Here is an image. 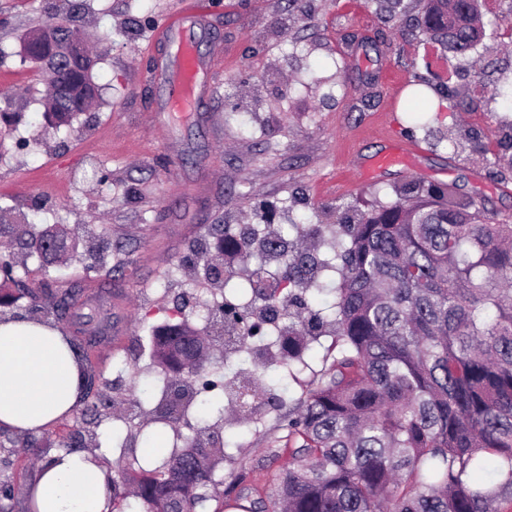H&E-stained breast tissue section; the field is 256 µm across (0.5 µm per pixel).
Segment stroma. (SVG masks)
Instances as JSON below:
<instances>
[{
  "mask_svg": "<svg viewBox=\"0 0 512 512\" xmlns=\"http://www.w3.org/2000/svg\"><path fill=\"white\" fill-rule=\"evenodd\" d=\"M182 0H85L83 36L98 61L101 102L73 129L40 132L48 85L22 61L26 31L63 21L67 0H0V206L65 224L81 239L67 264L47 267L50 288L85 289L99 311L93 363L103 380L150 373L147 337L180 299L200 301L205 260L184 265L210 224L291 221L332 224L347 205L394 196L413 178L451 183L512 216V178L490 176L469 141L474 131L500 151L499 123L512 103V0L484 4L477 48L483 79L466 61L408 25L381 23L366 0H209L196 29L201 55L217 57L215 91L197 112L155 111L162 96L147 79L152 30ZM431 83L432 100L460 89L463 110L413 128L411 84ZM411 169L378 167L404 141ZM107 229L112 254L91 252L86 228ZM100 268L90 279L85 267ZM278 409L245 426L225 422L228 456L216 495L245 473L263 497L288 464Z\"/></svg>",
  "mask_w": 512,
  "mask_h": 512,
  "instance_id": "1",
  "label": "stroma"
}]
</instances>
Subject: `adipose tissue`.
Instances as JSON below:
<instances>
[{"instance_id": "1", "label": "adipose tissue", "mask_w": 512, "mask_h": 512, "mask_svg": "<svg viewBox=\"0 0 512 512\" xmlns=\"http://www.w3.org/2000/svg\"><path fill=\"white\" fill-rule=\"evenodd\" d=\"M77 386L78 368L59 330L0 322V424L49 427L75 404ZM36 488L40 512H109L105 476L81 453L55 455Z\"/></svg>"}]
</instances>
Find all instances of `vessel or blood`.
Segmentation results:
<instances>
[{
    "label": "vessel or blood",
    "instance_id": "vessel-or-blood-1",
    "mask_svg": "<svg viewBox=\"0 0 512 512\" xmlns=\"http://www.w3.org/2000/svg\"><path fill=\"white\" fill-rule=\"evenodd\" d=\"M208 10L206 0H192L189 7L178 8L151 40L152 47L168 46L172 71L155 67L152 78L165 79L168 93L159 109L163 112L196 111L202 96L212 92L214 61L204 59L196 50L192 28L203 20Z\"/></svg>",
    "mask_w": 512,
    "mask_h": 512
}]
</instances>
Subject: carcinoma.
Listing matches in <instances>:
<instances>
[{"label":"carcinoma","mask_w":512,"mask_h":512,"mask_svg":"<svg viewBox=\"0 0 512 512\" xmlns=\"http://www.w3.org/2000/svg\"><path fill=\"white\" fill-rule=\"evenodd\" d=\"M415 27L466 57L482 34L480 0H417ZM392 20L403 0H369ZM53 44L31 42L56 57L50 70L54 101L45 129L59 130L99 99L93 60L71 20L44 28ZM75 41L79 54L52 51ZM395 198L348 209L336 224H291L293 235L251 228L237 235L214 224L197 241L248 264L279 255V289L257 287L261 271L236 288L223 280L229 300L205 307L204 334L182 321L156 337L151 395L136 402L149 410L155 435L175 431L172 447L157 457L138 451L140 432L113 416L119 464L106 470L110 512H207L217 471L227 457L222 433L208 423L224 405L205 396L220 381L224 397L242 406L238 390L255 373L233 369L243 349L267 369L288 366L293 377L323 334L332 338L300 405L279 418L287 433L288 466L267 498L250 499L243 477L226 505L240 512H509L512 509V224L497 219L449 184L410 180ZM20 251L0 257V316L14 317V287L29 299L25 319L42 324L68 316L79 288H46L29 278L28 260L75 251L64 227L36 231L0 207V237ZM330 287L335 301L321 311L308 296ZM65 343L81 366L82 419L101 422L117 400L90 363L92 338L67 334ZM97 435L74 428L37 438L0 427V447L30 448L47 464V449L75 452ZM39 512L33 492H15L0 476V512ZM217 504L213 512H224Z\"/></svg>","instance_id":"1"}]
</instances>
